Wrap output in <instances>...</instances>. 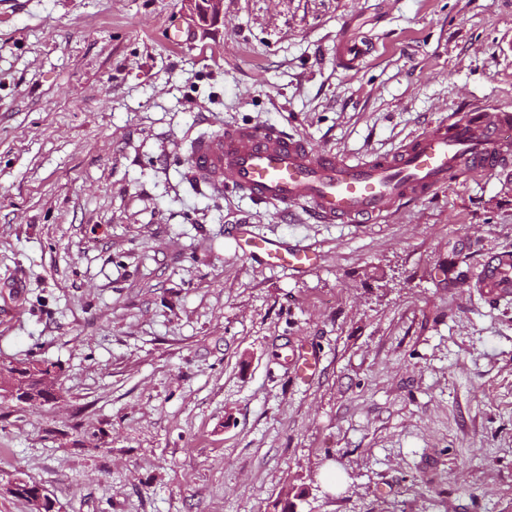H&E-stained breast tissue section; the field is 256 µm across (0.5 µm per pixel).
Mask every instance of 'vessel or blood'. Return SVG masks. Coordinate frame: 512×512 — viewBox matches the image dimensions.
<instances>
[{
	"label": "vessel or blood",
	"mask_w": 512,
	"mask_h": 512,
	"mask_svg": "<svg viewBox=\"0 0 512 512\" xmlns=\"http://www.w3.org/2000/svg\"><path fill=\"white\" fill-rule=\"evenodd\" d=\"M364 39L341 38L336 62L359 70L371 54ZM512 154V112L468 109L414 135L396 151L363 161L316 149L306 138L266 123L231 124L212 136L193 140L191 177L218 192L248 196L256 204L290 212L304 210L324 224L384 220L405 202L436 196L461 176L504 166ZM243 252L294 268L311 266L304 248L282 249L256 238L250 225L237 227ZM485 295L512 294V253L491 256L476 283Z\"/></svg>",
	"instance_id": "b4317fda"
}]
</instances>
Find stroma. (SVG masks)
Here are the masks:
<instances>
[{
    "instance_id": "obj_1",
    "label": "stroma",
    "mask_w": 512,
    "mask_h": 512,
    "mask_svg": "<svg viewBox=\"0 0 512 512\" xmlns=\"http://www.w3.org/2000/svg\"><path fill=\"white\" fill-rule=\"evenodd\" d=\"M344 35L376 46L358 71ZM466 103L512 110V0H224L205 30L181 0H0V359L60 372L0 399V484L54 512H512V296L470 286L512 250V165L379 224L189 177L227 123L362 159ZM372 48L365 39L343 37L336 42V63L346 71H357L371 54ZM237 237L244 253H261L268 262L284 261L292 268H304L312 265L311 252L305 248L282 249L274 240H262L255 237L249 224H239Z\"/></svg>"
}]
</instances>
